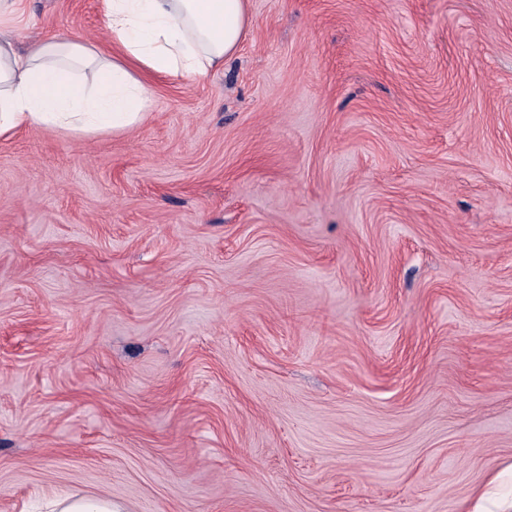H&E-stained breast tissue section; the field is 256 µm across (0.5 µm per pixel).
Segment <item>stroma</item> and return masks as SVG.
Here are the masks:
<instances>
[{
    "label": "stroma",
    "instance_id": "stroma-1",
    "mask_svg": "<svg viewBox=\"0 0 512 512\" xmlns=\"http://www.w3.org/2000/svg\"><path fill=\"white\" fill-rule=\"evenodd\" d=\"M250 14L136 128L0 139V512H460L512 462V0ZM43 512H122V509L112 498L68 493L49 502Z\"/></svg>",
    "mask_w": 512,
    "mask_h": 512
}]
</instances>
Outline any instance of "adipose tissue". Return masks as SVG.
<instances>
[{
  "label": "adipose tissue",
  "instance_id": "1",
  "mask_svg": "<svg viewBox=\"0 0 512 512\" xmlns=\"http://www.w3.org/2000/svg\"><path fill=\"white\" fill-rule=\"evenodd\" d=\"M118 59L86 45L43 40L26 53L0 36V139L25 126L87 133L141 124L153 90L147 75L205 76L247 36L249 0H105ZM464 512H512V464L500 468Z\"/></svg>",
  "mask_w": 512,
  "mask_h": 512
}]
</instances>
